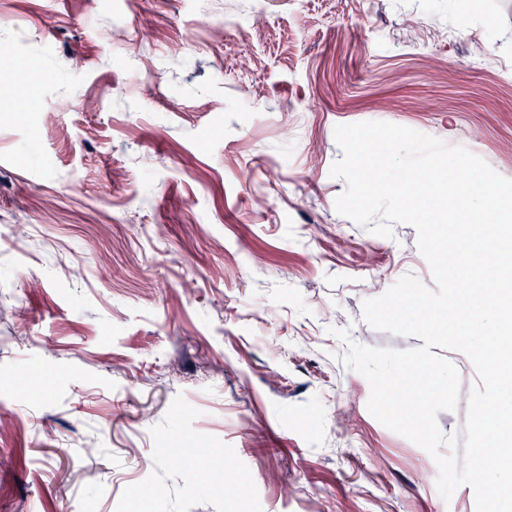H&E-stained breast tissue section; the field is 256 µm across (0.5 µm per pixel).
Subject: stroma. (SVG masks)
<instances>
[{"label": "stroma", "instance_id": "1", "mask_svg": "<svg viewBox=\"0 0 512 512\" xmlns=\"http://www.w3.org/2000/svg\"><path fill=\"white\" fill-rule=\"evenodd\" d=\"M372 121L512 179V0H0V512H475L341 361L421 346L362 303L436 287L335 209Z\"/></svg>", "mask_w": 512, "mask_h": 512}]
</instances>
